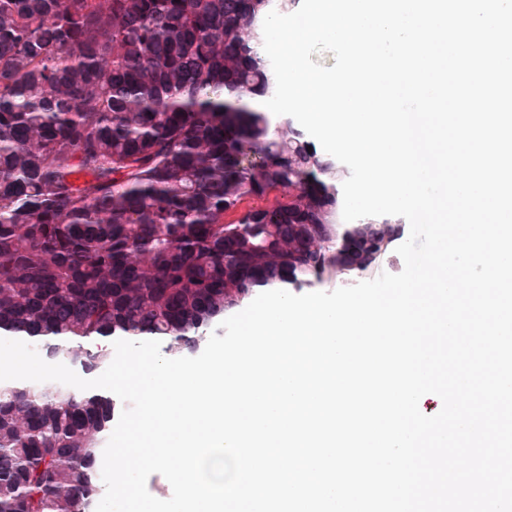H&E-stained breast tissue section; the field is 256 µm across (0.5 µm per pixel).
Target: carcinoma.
Segmentation results:
<instances>
[{"label":"carcinoma","instance_id":"carcinoma-1","mask_svg":"<svg viewBox=\"0 0 512 512\" xmlns=\"http://www.w3.org/2000/svg\"><path fill=\"white\" fill-rule=\"evenodd\" d=\"M298 3L0 0V332L92 379L102 338L182 357L261 292L380 270L404 219L344 221L349 168L254 107L263 19ZM349 236L383 253L348 265ZM121 411L0 381V512H95Z\"/></svg>","mask_w":512,"mask_h":512}]
</instances>
